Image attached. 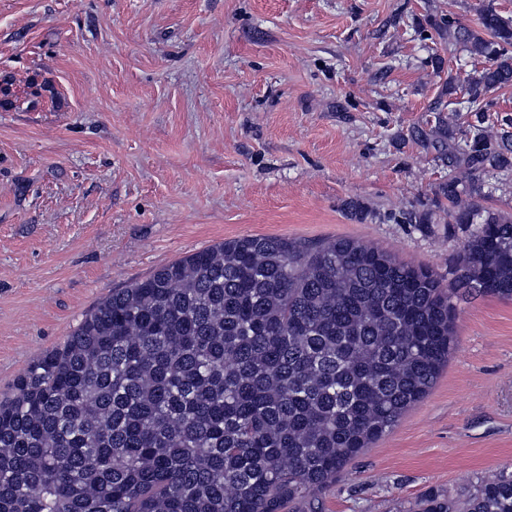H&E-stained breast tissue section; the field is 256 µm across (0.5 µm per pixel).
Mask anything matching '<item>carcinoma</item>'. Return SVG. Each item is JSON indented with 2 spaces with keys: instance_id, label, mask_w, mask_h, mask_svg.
Wrapping results in <instances>:
<instances>
[{
  "instance_id": "cac0c4a2",
  "label": "carcinoma",
  "mask_w": 512,
  "mask_h": 512,
  "mask_svg": "<svg viewBox=\"0 0 512 512\" xmlns=\"http://www.w3.org/2000/svg\"><path fill=\"white\" fill-rule=\"evenodd\" d=\"M448 33L473 69L444 84L450 224H475L453 278L348 238L220 242L112 292L0 401V512H284L336 480L430 391L454 347L456 301L512 298V215L479 175L512 170L486 124L512 86V18L492 4ZM462 92L463 101L451 100ZM418 512H512V470Z\"/></svg>"
}]
</instances>
